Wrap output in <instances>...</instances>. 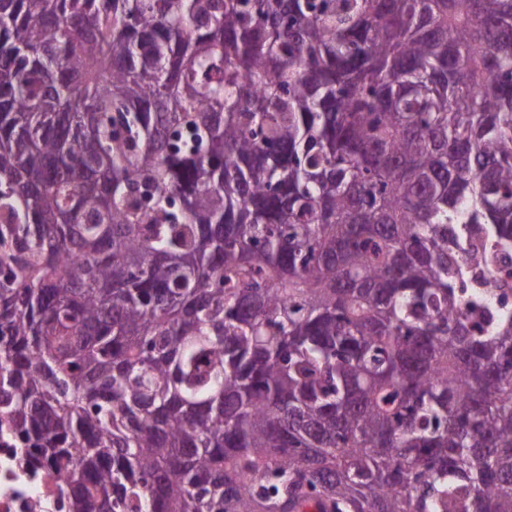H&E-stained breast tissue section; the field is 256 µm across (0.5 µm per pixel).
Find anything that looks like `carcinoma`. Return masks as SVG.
I'll return each instance as SVG.
<instances>
[{"mask_svg": "<svg viewBox=\"0 0 512 512\" xmlns=\"http://www.w3.org/2000/svg\"><path fill=\"white\" fill-rule=\"evenodd\" d=\"M512 0H0V425L71 512H512Z\"/></svg>", "mask_w": 512, "mask_h": 512, "instance_id": "cac0c4a2", "label": "carcinoma"}]
</instances>
